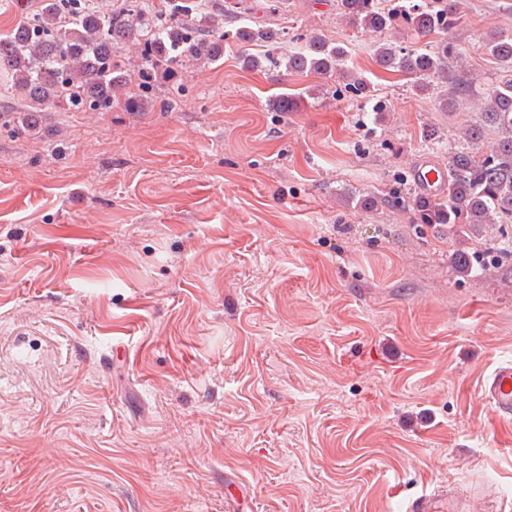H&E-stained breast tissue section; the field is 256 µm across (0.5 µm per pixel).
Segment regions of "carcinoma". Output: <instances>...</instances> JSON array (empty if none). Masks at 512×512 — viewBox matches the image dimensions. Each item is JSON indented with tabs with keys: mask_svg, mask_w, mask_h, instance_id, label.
<instances>
[{
	"mask_svg": "<svg viewBox=\"0 0 512 512\" xmlns=\"http://www.w3.org/2000/svg\"><path fill=\"white\" fill-rule=\"evenodd\" d=\"M42 2L37 19L0 36V70L11 75L9 90L26 101L28 112L42 105L107 112L119 103L128 112H145L159 71L175 76L186 66L204 68L224 58L226 32L214 18L205 28L197 24L190 4L149 24L141 8L105 13L80 6L64 19L58 0ZM338 9L347 25L373 31L394 27L400 17L420 38L445 35L463 22L459 0H398L387 10L377 0H339ZM232 38L265 47L259 56L243 57L248 68H282L325 79L336 75L344 88L358 95L368 92L367 80L347 65V49L331 46L319 35L285 51L279 30H255L240 20ZM129 46L138 50L136 92L129 87L131 70L116 60L117 52ZM485 49L504 71L512 72V34H490ZM463 55V49L446 41L434 51L385 43L375 49L374 60L384 71L409 77L417 91H438L442 109L465 106L480 113L481 122L465 128L466 145L449 154L446 193L439 199H418L413 213V223L446 224L449 233L467 242L498 224H512V77L476 93ZM481 253L486 270L499 264L498 254L512 255V250L509 243L488 238Z\"/></svg>",
	"mask_w": 512,
	"mask_h": 512,
	"instance_id": "cac0c4a2",
	"label": "carcinoma"
}]
</instances>
